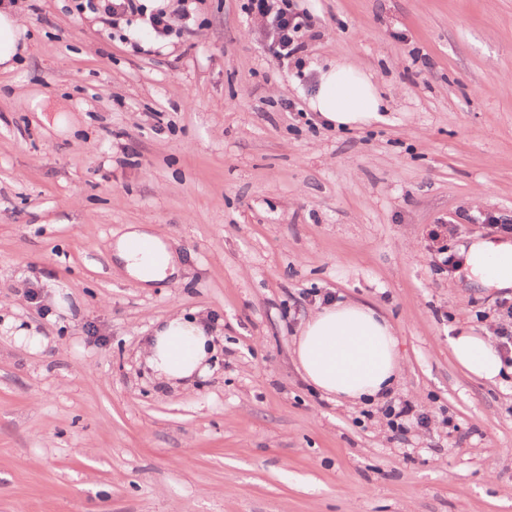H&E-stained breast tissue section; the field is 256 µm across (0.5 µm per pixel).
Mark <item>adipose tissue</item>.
Wrapping results in <instances>:
<instances>
[{
    "label": "adipose tissue",
    "mask_w": 512,
    "mask_h": 512,
    "mask_svg": "<svg viewBox=\"0 0 512 512\" xmlns=\"http://www.w3.org/2000/svg\"><path fill=\"white\" fill-rule=\"evenodd\" d=\"M24 32L14 5L7 0L0 5V69L15 68ZM309 107L327 125L353 128L381 121L384 103L372 74L338 61L319 69ZM112 260L142 288L179 271V258L171 246L143 224L127 227L112 247ZM464 272L476 286L512 288V242L473 238ZM448 346L470 375L497 381L504 364L488 337L463 330L449 337ZM218 352L208 317L180 312L155 322L143 360L161 387L186 389L213 373ZM294 353L304 379L340 402L381 400L402 372L391 325L359 302L333 303L311 313Z\"/></svg>",
    "instance_id": "obj_1"
}]
</instances>
